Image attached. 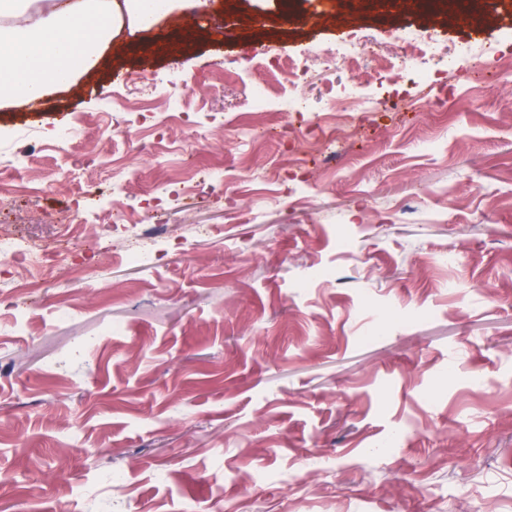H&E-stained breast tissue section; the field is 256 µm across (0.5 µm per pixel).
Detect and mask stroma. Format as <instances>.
<instances>
[{"label": "stroma", "instance_id": "1", "mask_svg": "<svg viewBox=\"0 0 512 512\" xmlns=\"http://www.w3.org/2000/svg\"><path fill=\"white\" fill-rule=\"evenodd\" d=\"M353 35L511 58L512 0H209L0 108V187L39 190L0 222L48 249L100 203L99 242L73 237L43 288L0 268V512H512V80L339 65L253 112L244 83ZM352 90L378 104L337 122ZM190 158L223 182L193 185ZM121 211L169 225L150 261Z\"/></svg>", "mask_w": 512, "mask_h": 512}]
</instances>
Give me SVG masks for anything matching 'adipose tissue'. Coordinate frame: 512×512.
I'll list each match as a JSON object with an SVG mask.
<instances>
[{
	"mask_svg": "<svg viewBox=\"0 0 512 512\" xmlns=\"http://www.w3.org/2000/svg\"><path fill=\"white\" fill-rule=\"evenodd\" d=\"M182 0H0V103L29 105L94 70L124 29Z\"/></svg>",
	"mask_w": 512,
	"mask_h": 512,
	"instance_id": "adipose-tissue-1",
	"label": "adipose tissue"
}]
</instances>
